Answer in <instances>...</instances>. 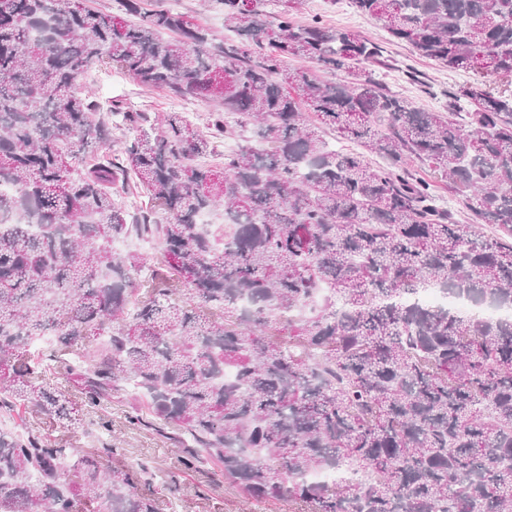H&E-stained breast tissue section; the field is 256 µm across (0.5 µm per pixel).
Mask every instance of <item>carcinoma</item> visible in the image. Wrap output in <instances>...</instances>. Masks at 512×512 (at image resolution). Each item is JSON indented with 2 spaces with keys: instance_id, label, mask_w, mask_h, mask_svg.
<instances>
[{
  "instance_id": "carcinoma-1",
  "label": "carcinoma",
  "mask_w": 512,
  "mask_h": 512,
  "mask_svg": "<svg viewBox=\"0 0 512 512\" xmlns=\"http://www.w3.org/2000/svg\"><path fill=\"white\" fill-rule=\"evenodd\" d=\"M220 3L216 42L149 0H0V394L47 427L0 428V512H161L133 469L49 443L121 391L130 425L174 429L184 468L210 460L256 503L512 512V321L413 300L512 306V95L417 108L364 67L376 43L294 0ZM352 4L423 58L512 77V0ZM95 67L215 104L208 134L183 112L104 119L75 91ZM124 125L140 134L87 164ZM223 139L241 144L203 161ZM132 235L161 247L145 276L112 247ZM325 468L368 480L307 478ZM412 173H415L417 176H422L426 178H430L435 185V189L437 193L446 201L448 205L451 207L452 211L455 214V219L458 224H468L470 221V215L465 206L462 204L460 197L455 194L448 187V183L445 181H441L440 178H434L432 172L426 166H421L418 163H413L410 167Z\"/></svg>"
}]
</instances>
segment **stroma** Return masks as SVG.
Wrapping results in <instances>:
<instances>
[{
    "mask_svg": "<svg viewBox=\"0 0 512 512\" xmlns=\"http://www.w3.org/2000/svg\"><path fill=\"white\" fill-rule=\"evenodd\" d=\"M159 7H175L204 26L216 39L227 36L224 7L219 0H153ZM320 16L332 26L368 37L381 48V56L372 63L379 79L393 93L412 105L429 110L448 106V94L463 84H480L492 92L512 93V80L483 77L479 73L451 71L434 61L420 57L410 46L392 41L371 17L354 10L349 0H301L297 13L300 21ZM78 91H91L102 105L123 102L137 112L158 116L178 109V101L157 90H151L127 74L110 78L108 71L96 70L93 79H80ZM132 402L125 396H114L111 403L84 416L81 424L70 432L74 448L109 452L113 463L145 468L147 483L157 488L172 502L174 512H291L288 502L253 504L241 510L237 490L215 475L212 462L199 463L184 470L180 459L182 449L168 434L149 428L130 426L126 416ZM111 421V430H104V421Z\"/></svg>",
    "mask_w": 512,
    "mask_h": 512,
    "instance_id": "stroma-1",
    "label": "stroma"
}]
</instances>
